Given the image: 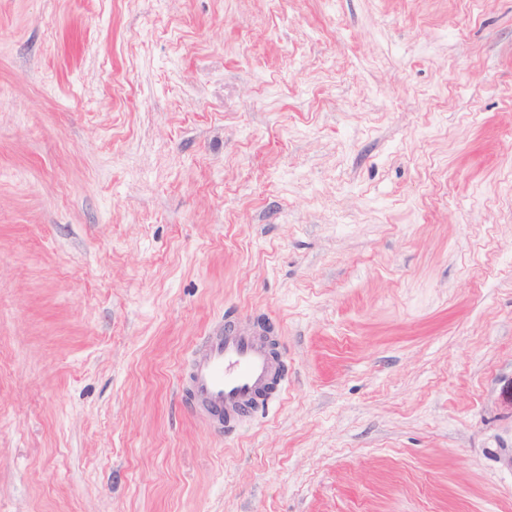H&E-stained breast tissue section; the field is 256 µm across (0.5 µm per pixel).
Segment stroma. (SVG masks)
Instances as JSON below:
<instances>
[{"label": "stroma", "mask_w": 512, "mask_h": 512, "mask_svg": "<svg viewBox=\"0 0 512 512\" xmlns=\"http://www.w3.org/2000/svg\"><path fill=\"white\" fill-rule=\"evenodd\" d=\"M0 512H512V0H0ZM278 374L279 364L258 331L219 325L195 345L184 393L196 418L217 430L232 428Z\"/></svg>", "instance_id": "35a3bbf8"}]
</instances>
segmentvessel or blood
Instances as JSON below:
<instances>
[{"instance_id": "b4317fda", "label": "vessel or blood", "mask_w": 512, "mask_h": 512, "mask_svg": "<svg viewBox=\"0 0 512 512\" xmlns=\"http://www.w3.org/2000/svg\"><path fill=\"white\" fill-rule=\"evenodd\" d=\"M278 374L258 331L219 325L195 345L184 393L191 413L221 430L238 423Z\"/></svg>"}]
</instances>
